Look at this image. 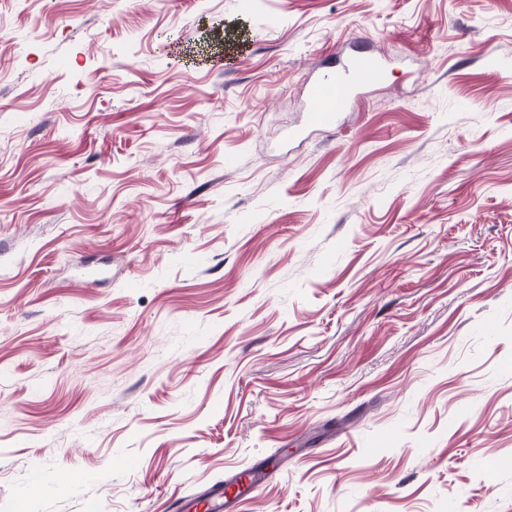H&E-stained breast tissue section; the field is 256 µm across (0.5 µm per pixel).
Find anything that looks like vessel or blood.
Masks as SVG:
<instances>
[{
  "label": "vessel or blood",
  "instance_id": "obj_1",
  "mask_svg": "<svg viewBox=\"0 0 512 512\" xmlns=\"http://www.w3.org/2000/svg\"><path fill=\"white\" fill-rule=\"evenodd\" d=\"M383 60L372 53L356 51L348 57L336 76L314 77L307 86L306 120L312 126L333 124L345 109L352 93L359 88L381 85L387 78ZM276 470L274 463L262 460L246 469L212 483L200 494L186 495L173 504L174 512H240L241 504L254 488L266 482Z\"/></svg>",
  "mask_w": 512,
  "mask_h": 512
}]
</instances>
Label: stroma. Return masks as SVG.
<instances>
[{"mask_svg": "<svg viewBox=\"0 0 512 512\" xmlns=\"http://www.w3.org/2000/svg\"><path fill=\"white\" fill-rule=\"evenodd\" d=\"M270 456L243 512H512V0H0V512ZM387 74V67L379 56L357 50L336 76L327 79L317 76L309 80L307 123L312 126L333 124L336 114L343 112L356 89L381 85Z\"/></svg>", "mask_w": 512, "mask_h": 512, "instance_id": "35a3bbf8", "label": "stroma"}]
</instances>
